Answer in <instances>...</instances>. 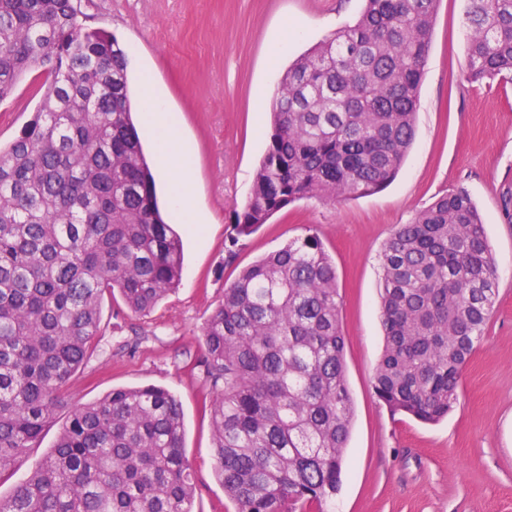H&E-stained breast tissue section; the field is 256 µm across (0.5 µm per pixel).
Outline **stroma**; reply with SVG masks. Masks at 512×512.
Listing matches in <instances>:
<instances>
[{
    "instance_id": "35a3bbf8",
    "label": "stroma",
    "mask_w": 512,
    "mask_h": 512,
    "mask_svg": "<svg viewBox=\"0 0 512 512\" xmlns=\"http://www.w3.org/2000/svg\"><path fill=\"white\" fill-rule=\"evenodd\" d=\"M363 0H82L88 25L112 32L129 52L128 74L150 73L192 142L194 206L210 224L185 225L181 281L150 313L104 299L99 346L67 395L90 402L110 391L156 385L181 402L195 512H234L214 469L211 394L202 331L240 270L313 230L336 266L346 339L352 432L339 492L325 512H512V78L469 83L467 0H440L420 86L414 143L394 182L372 196L308 198L277 212L226 262L233 203H244L272 133L254 109L288 67L340 28ZM300 28L278 61L284 25ZM41 71L0 104V144L38 111ZM465 190L480 209L498 269L499 296L486 338L469 360L457 405L426 425L391 415L372 378L383 348L379 256L396 225L435 197Z\"/></svg>"
}]
</instances>
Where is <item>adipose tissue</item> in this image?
Returning <instances> with one entry per match:
<instances>
[{
  "instance_id": "ef3b65f1",
  "label": "adipose tissue",
  "mask_w": 512,
  "mask_h": 512,
  "mask_svg": "<svg viewBox=\"0 0 512 512\" xmlns=\"http://www.w3.org/2000/svg\"><path fill=\"white\" fill-rule=\"evenodd\" d=\"M135 95L145 104L143 117L145 132L158 135L161 146L157 154L159 170L172 181L170 207L182 224H204L207 216L199 213L191 204L193 189L189 158L191 144L184 138L178 118L169 112L162 94L150 76H142Z\"/></svg>"
}]
</instances>
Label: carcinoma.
Listing matches in <instances>:
<instances>
[{
	"label": "carcinoma",
	"instance_id": "obj_1",
	"mask_svg": "<svg viewBox=\"0 0 512 512\" xmlns=\"http://www.w3.org/2000/svg\"><path fill=\"white\" fill-rule=\"evenodd\" d=\"M466 80L512 75V0H468ZM439 0H365L358 20L283 75L240 242L302 198L373 195L415 136ZM128 52L75 0H0V101L45 75L41 108L0 147V480L25 460L94 353L105 295L150 312L176 288L178 234L158 208L132 116ZM384 349L373 377L391 414L436 424L498 297L481 215L463 190L397 226L380 254ZM216 475L234 512H323L351 432L336 268L308 232L244 268L203 327ZM184 414L167 390L70 405L55 443L0 512H193Z\"/></svg>",
	"mask_w": 512,
	"mask_h": 512
}]
</instances>
